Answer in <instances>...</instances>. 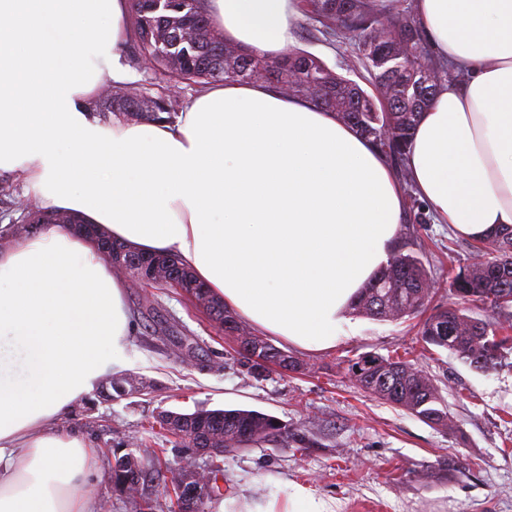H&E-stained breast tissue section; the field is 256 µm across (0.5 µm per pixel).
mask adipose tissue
<instances>
[{
	"label": "adipose tissue",
	"mask_w": 512,
	"mask_h": 512,
	"mask_svg": "<svg viewBox=\"0 0 512 512\" xmlns=\"http://www.w3.org/2000/svg\"><path fill=\"white\" fill-rule=\"evenodd\" d=\"M454 75L420 113L409 176L436 223L472 241L512 227V0H413ZM225 41L284 56L297 0H206ZM128 0H0V173L42 208L174 254L226 309L291 346L335 345L352 298L394 249L405 196L385 158L336 113L262 82L201 91L174 122L104 125L95 90ZM133 321L88 240L49 224L0 250V512H99L90 442L61 422ZM211 512H334L309 489L215 501Z\"/></svg>",
	"instance_id": "obj_1"
}]
</instances>
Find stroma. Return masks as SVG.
<instances>
[{"instance_id":"obj_1","label":"stroma","mask_w":512,"mask_h":512,"mask_svg":"<svg viewBox=\"0 0 512 512\" xmlns=\"http://www.w3.org/2000/svg\"><path fill=\"white\" fill-rule=\"evenodd\" d=\"M315 21L300 15L293 50L322 59L336 73L371 90L363 67H352L351 45L316 39ZM132 45L118 60L127 87H150L168 95L172 84L163 73L135 63ZM401 233L410 234L430 270L435 290L425 312L398 321L351 316L332 348L289 353L301 367H270L257 376L243 365L232 337L179 290L125 277V297L135 321L126 347V367L105 373L133 381L129 394L102 398L90 394L77 405L64 429L75 430L92 444L103 468L129 436L150 448L163 449L162 480L144 485L146 497L168 506L165 478L186 457L206 469H220L223 494H247L261 501L284 498L289 484L309 487L332 503L335 512H512V362L483 372L452 352L424 347L418 332L428 314L446 306L449 271L473 256L474 243L435 223L424 203L405 210ZM195 340L200 352L193 364L172 354L171 332ZM363 355H400L417 363L438 384L448 406V423H427L369 396L353 384L348 366ZM253 409L306 427L318 447L302 450L280 444L253 445L210 457L188 442L155 437L151 425L165 412L199 409Z\"/></svg>"}]
</instances>
